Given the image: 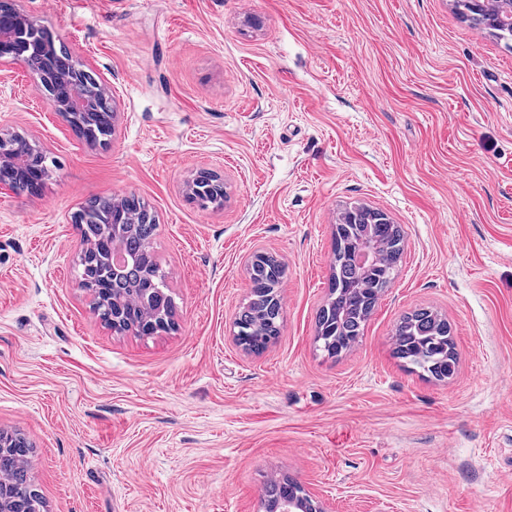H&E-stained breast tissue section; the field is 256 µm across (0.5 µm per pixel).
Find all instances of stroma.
<instances>
[{
    "mask_svg": "<svg viewBox=\"0 0 512 512\" xmlns=\"http://www.w3.org/2000/svg\"><path fill=\"white\" fill-rule=\"evenodd\" d=\"M112 92L92 146L18 63L0 128L56 165L0 190V430L32 445L45 512H259L296 479L336 512H512V49L454 0H25ZM221 176L222 206L185 184ZM134 194L158 220L173 330L113 333L80 286L71 219ZM405 232L364 334L315 347L343 208ZM286 267L259 355L232 321L246 257ZM446 318L442 382L393 354Z\"/></svg>",
    "mask_w": 512,
    "mask_h": 512,
    "instance_id": "1",
    "label": "stroma"
}]
</instances>
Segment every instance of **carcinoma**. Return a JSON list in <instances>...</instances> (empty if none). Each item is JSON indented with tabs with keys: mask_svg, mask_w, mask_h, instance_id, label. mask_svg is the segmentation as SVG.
<instances>
[{
	"mask_svg": "<svg viewBox=\"0 0 512 512\" xmlns=\"http://www.w3.org/2000/svg\"><path fill=\"white\" fill-rule=\"evenodd\" d=\"M462 13L473 24L482 26L502 39L512 38V26H493L490 17L495 11L496 0H456ZM76 79L71 82L73 93L89 100L98 98L99 84L92 74L69 61ZM209 189L195 193V200L206 207L216 199L224 183L211 178ZM87 222L77 225L82 241L95 246L112 240V217L120 213L132 225L130 232L121 240L124 251L132 254L153 249L157 224L143 202L126 197L118 202L100 197L87 204ZM360 220L354 224L339 221L334 233L332 274L329 298L317 314L316 342L323 351L338 356L350 349L363 330L380 294L394 279L397 263L402 255L403 233L400 225L390 221L380 223L375 210L358 207ZM366 241L382 246L380 256L372 269L361 266L356 252ZM251 281V296L240 308L233 325L243 348L260 352L279 336L282 312L278 299V285L283 278V268L272 256H263L247 267ZM87 275L99 282H114L118 288H126L138 280L136 272H112L108 266L87 268ZM148 303L132 309L131 324L125 330H138V325L148 323L166 330L174 324L172 298L158 306L155 295L147 292ZM396 354L410 364L430 374L437 380L450 378L456 369L454 350L448 321L431 310H417L402 318L396 328ZM29 446L17 441L9 447H0V480L7 487L12 501L30 505L40 501L29 476L27 456ZM300 492L293 480L275 481L267 489V497L280 499Z\"/></svg>",
	"mask_w": 512,
	"mask_h": 512,
	"instance_id": "1",
	"label": "carcinoma"
}]
</instances>
